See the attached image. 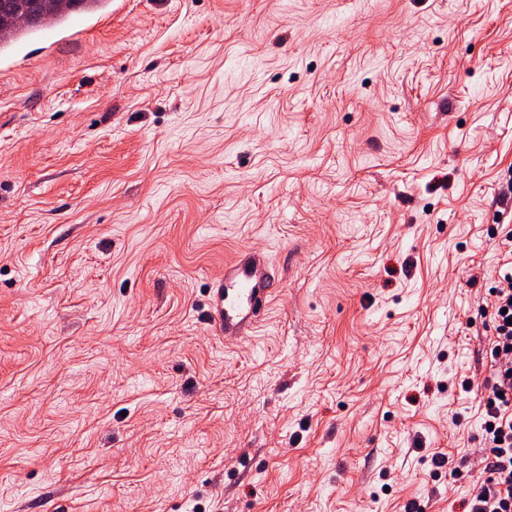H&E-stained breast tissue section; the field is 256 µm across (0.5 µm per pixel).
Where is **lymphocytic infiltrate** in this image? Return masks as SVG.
<instances>
[{"mask_svg":"<svg viewBox=\"0 0 512 512\" xmlns=\"http://www.w3.org/2000/svg\"><path fill=\"white\" fill-rule=\"evenodd\" d=\"M497 248L499 274L477 310L488 322L481 352L489 374L481 381L486 395L480 432L466 455L457 458L442 449L432 456L435 469H448L457 479L467 470L481 472L468 487V512H512V229Z\"/></svg>","mask_w":512,"mask_h":512,"instance_id":"lymphocytic-infiltrate-1","label":"lymphocytic infiltrate"}]
</instances>
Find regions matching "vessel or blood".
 <instances>
[{
  "mask_svg": "<svg viewBox=\"0 0 512 512\" xmlns=\"http://www.w3.org/2000/svg\"><path fill=\"white\" fill-rule=\"evenodd\" d=\"M272 301L271 264L256 252H240L224 265V280L214 288L211 308L216 332L232 339L248 335Z\"/></svg>",
  "mask_w": 512,
  "mask_h": 512,
  "instance_id": "b4317fda",
  "label": "vessel or blood"
}]
</instances>
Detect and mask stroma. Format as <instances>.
I'll return each mask as SVG.
<instances>
[{
	"label": "stroma",
	"instance_id": "obj_1",
	"mask_svg": "<svg viewBox=\"0 0 512 512\" xmlns=\"http://www.w3.org/2000/svg\"><path fill=\"white\" fill-rule=\"evenodd\" d=\"M512 0H101L0 48V512H464L512 225ZM264 253L266 319L212 288ZM271 264L256 252H240L224 264V282L213 288L212 319L225 339L247 336L272 301Z\"/></svg>",
	"mask_w": 512,
	"mask_h": 512
}]
</instances>
